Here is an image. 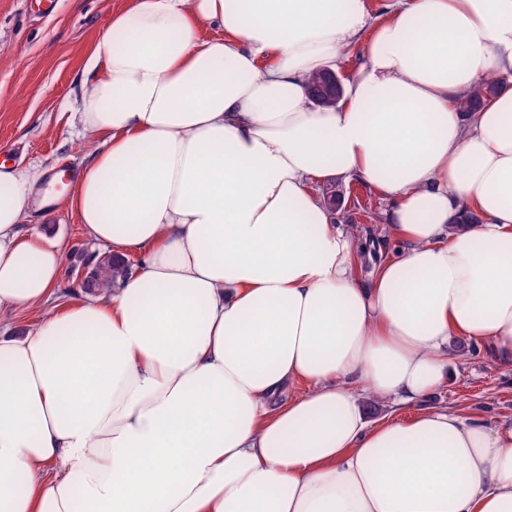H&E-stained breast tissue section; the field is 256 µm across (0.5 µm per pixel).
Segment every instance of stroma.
I'll return each instance as SVG.
<instances>
[{
    "instance_id": "1",
    "label": "stroma",
    "mask_w": 512,
    "mask_h": 512,
    "mask_svg": "<svg viewBox=\"0 0 512 512\" xmlns=\"http://www.w3.org/2000/svg\"><path fill=\"white\" fill-rule=\"evenodd\" d=\"M125 0H0V156L41 164L46 171L75 170L88 149L79 136L71 106L91 46L112 11ZM343 210L362 242L376 241L377 254L362 253L359 273L368 278L375 258L392 246L380 227L389 202L356 181L335 183ZM28 232H44L63 240L68 260L56 289L59 300L72 298L77 279L87 272V256L104 247L89 239L73 212L63 209L48 191L30 204ZM428 408H457L467 416L495 423L512 415V361L473 351L457 361L453 376L424 401Z\"/></svg>"
}]
</instances>
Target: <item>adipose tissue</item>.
Listing matches in <instances>:
<instances>
[{"label":"adipose tissue","instance_id":"ef3b65f1","mask_svg":"<svg viewBox=\"0 0 512 512\" xmlns=\"http://www.w3.org/2000/svg\"><path fill=\"white\" fill-rule=\"evenodd\" d=\"M364 41L336 107L310 75ZM512 0H127L83 70L66 199L134 258L47 308L46 171L0 165V512H512V418L420 400L449 343L512 359ZM392 204L369 282L313 191ZM411 406L368 421L367 400ZM504 87V82L496 76L488 78L464 104L467 111H475L487 104L492 98L496 97ZM95 259L94 267L88 275L93 286L87 289L90 292L111 291L113 288H118L120 282L130 274L136 262L135 259L133 261L114 257L112 253L95 256Z\"/></svg>","mask_w":512,"mask_h":512}]
</instances>
